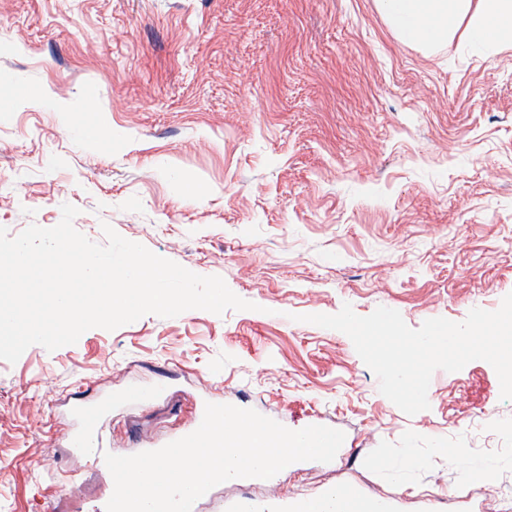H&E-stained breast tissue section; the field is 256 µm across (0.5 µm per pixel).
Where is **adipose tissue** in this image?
Here are the masks:
<instances>
[{
	"mask_svg": "<svg viewBox=\"0 0 512 512\" xmlns=\"http://www.w3.org/2000/svg\"><path fill=\"white\" fill-rule=\"evenodd\" d=\"M399 39L424 49L451 41L466 26L475 52L512 48V0H378Z\"/></svg>",
	"mask_w": 512,
	"mask_h": 512,
	"instance_id": "obj_1",
	"label": "adipose tissue"
}]
</instances>
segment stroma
Wrapping results in <instances>:
<instances>
[{"label": "stroma", "instance_id": "1", "mask_svg": "<svg viewBox=\"0 0 512 512\" xmlns=\"http://www.w3.org/2000/svg\"><path fill=\"white\" fill-rule=\"evenodd\" d=\"M66 203L92 242L110 224L257 308L0 359V512H104L107 466L70 448L79 393L111 400L114 455L174 441L205 402L344 432L333 461L196 512L347 484L393 512H512V399L488 362L436 370L409 416L346 334L299 320L348 303L416 329L512 293V49L473 55L462 26L425 51L375 0H0V226L53 227ZM450 453L457 456L459 469L467 482L476 483L488 478L490 472L483 461L473 459L469 455L460 452L458 448L451 449Z\"/></svg>", "mask_w": 512, "mask_h": 512}]
</instances>
